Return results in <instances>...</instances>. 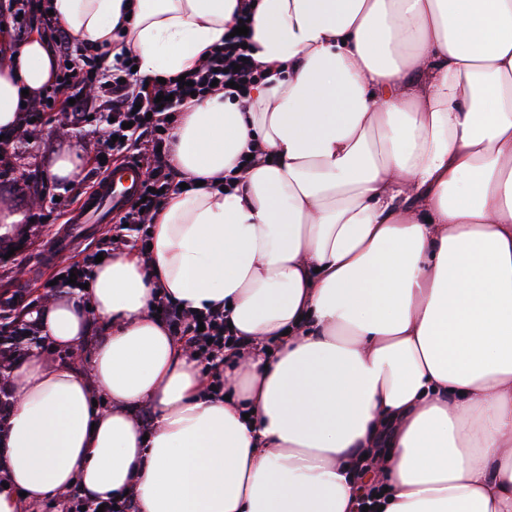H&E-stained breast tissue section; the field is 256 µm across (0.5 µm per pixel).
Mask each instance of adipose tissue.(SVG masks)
I'll use <instances>...</instances> for the list:
<instances>
[{
  "label": "adipose tissue",
  "instance_id": "adipose-tissue-1",
  "mask_svg": "<svg viewBox=\"0 0 512 512\" xmlns=\"http://www.w3.org/2000/svg\"><path fill=\"white\" fill-rule=\"evenodd\" d=\"M138 75L193 71L238 0H50ZM247 100L173 117L187 189L37 313L0 512L71 492L139 512H512V0H258ZM0 58V130L54 82ZM249 163H242V156ZM223 310L224 393L152 309ZM83 351V361L57 358ZM151 412L150 428L136 413Z\"/></svg>",
  "mask_w": 512,
  "mask_h": 512
}]
</instances>
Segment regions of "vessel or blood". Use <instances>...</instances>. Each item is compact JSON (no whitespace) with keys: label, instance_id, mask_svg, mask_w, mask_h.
I'll return each mask as SVG.
<instances>
[{"label":"vessel or blood","instance_id":"1","mask_svg":"<svg viewBox=\"0 0 512 512\" xmlns=\"http://www.w3.org/2000/svg\"><path fill=\"white\" fill-rule=\"evenodd\" d=\"M144 178L142 169L132 163H121L110 169L98 182L85 204L73 209L68 217L70 234H78L82 225L98 224L112 210L123 208L136 194Z\"/></svg>","mask_w":512,"mask_h":512}]
</instances>
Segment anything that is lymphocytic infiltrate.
Segmentation results:
<instances>
[{
	"label": "lymphocytic infiltrate",
	"mask_w": 512,
	"mask_h": 512,
	"mask_svg": "<svg viewBox=\"0 0 512 512\" xmlns=\"http://www.w3.org/2000/svg\"><path fill=\"white\" fill-rule=\"evenodd\" d=\"M1 15L10 18L17 36L40 31L64 65L55 83L24 107L25 121L60 112L78 125L90 114H106L105 158H132L146 166L148 177L143 186L148 190L147 199L124 213L123 224L115 232L118 246L135 247L146 212L161 204L165 192L179 186L167 150L172 112L192 98L203 97L212 86L224 89L234 83L245 95L260 81L261 73L244 46L245 36L225 37L223 46L211 51L200 69L188 73L189 84L183 87L174 79L163 84L145 82L137 77L130 57L108 65L87 53L74 54L71 35L49 15L46 0H0ZM160 95L165 96V104L157 103ZM161 308L160 318L172 336L198 353L201 363L210 368L223 364L224 350L231 341L223 311L189 316L167 301Z\"/></svg>",
	"instance_id": "f902f5d3"
}]
</instances>
